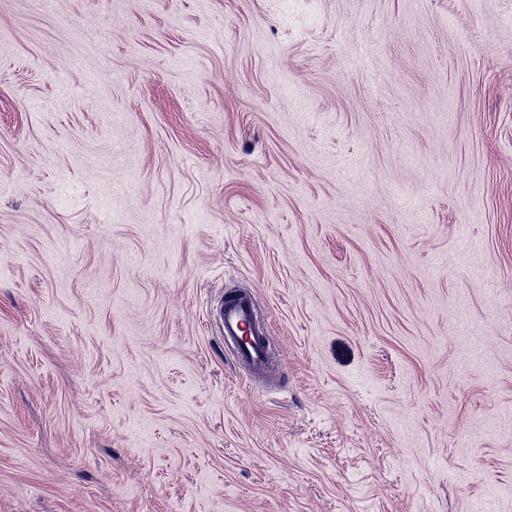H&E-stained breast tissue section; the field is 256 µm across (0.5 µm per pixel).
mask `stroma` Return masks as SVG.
<instances>
[{"label":"stroma","instance_id":"35a3bbf8","mask_svg":"<svg viewBox=\"0 0 512 512\" xmlns=\"http://www.w3.org/2000/svg\"><path fill=\"white\" fill-rule=\"evenodd\" d=\"M0 512H512V0H0ZM213 315L234 361L246 367L254 379H265L271 371L272 341L258 316L253 293L239 290L233 298L226 297Z\"/></svg>","mask_w":512,"mask_h":512}]
</instances>
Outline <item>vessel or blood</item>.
I'll list each match as a JSON object with an SVG mask.
<instances>
[{"label":"vessel or blood","instance_id":"1","mask_svg":"<svg viewBox=\"0 0 512 512\" xmlns=\"http://www.w3.org/2000/svg\"><path fill=\"white\" fill-rule=\"evenodd\" d=\"M214 319L234 361L254 379H265L271 371L272 341L258 316L253 293L240 290L233 298L220 301Z\"/></svg>","mask_w":512,"mask_h":512}]
</instances>
